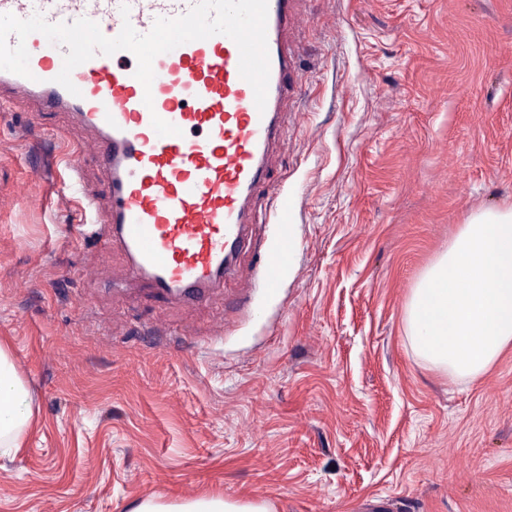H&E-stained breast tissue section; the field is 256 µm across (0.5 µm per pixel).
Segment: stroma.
Instances as JSON below:
<instances>
[{"label":"stroma","instance_id":"obj_1","mask_svg":"<svg viewBox=\"0 0 512 512\" xmlns=\"http://www.w3.org/2000/svg\"><path fill=\"white\" fill-rule=\"evenodd\" d=\"M298 95L234 275L199 303L124 286L84 238L91 135L0 107V343L28 392L0 512H135L220 497L269 512H512V349L457 385L412 352L422 272L512 206V0H301ZM40 192L41 206L27 202ZM294 262L248 307L259 245Z\"/></svg>","mask_w":512,"mask_h":512}]
</instances>
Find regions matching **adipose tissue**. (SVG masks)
Segmentation results:
<instances>
[{
  "mask_svg": "<svg viewBox=\"0 0 512 512\" xmlns=\"http://www.w3.org/2000/svg\"><path fill=\"white\" fill-rule=\"evenodd\" d=\"M416 357L467 384L512 348V208L472 213L426 268L405 307ZM25 388L0 345V445L28 422Z\"/></svg>",
  "mask_w": 512,
  "mask_h": 512,
  "instance_id": "adipose-tissue-1",
  "label": "adipose tissue"
}]
</instances>
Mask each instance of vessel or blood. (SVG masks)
<instances>
[{"label": "vessel or blood", "mask_w": 512, "mask_h": 512, "mask_svg": "<svg viewBox=\"0 0 512 512\" xmlns=\"http://www.w3.org/2000/svg\"><path fill=\"white\" fill-rule=\"evenodd\" d=\"M193 2L0 0V13L21 19L39 13L68 24L85 17L112 38L127 22L147 33L156 18L181 16ZM124 3L130 7L125 15ZM298 23L296 0H268L270 77L261 110L239 74L237 45L221 34L158 55L148 89L135 77L137 60L128 51L96 54L72 71L74 87L65 89L55 78L68 49L38 32L26 39L30 77L0 70L1 104L21 97L34 111L74 115L96 133L92 156L109 201L96 208L89 235L120 244L127 280L186 299L204 298L223 285L255 219L269 152L296 92L292 34ZM156 117L178 127V134L158 135ZM290 257L284 245L269 255L265 283L276 282Z\"/></svg>", "instance_id": "b4317fda"}]
</instances>
